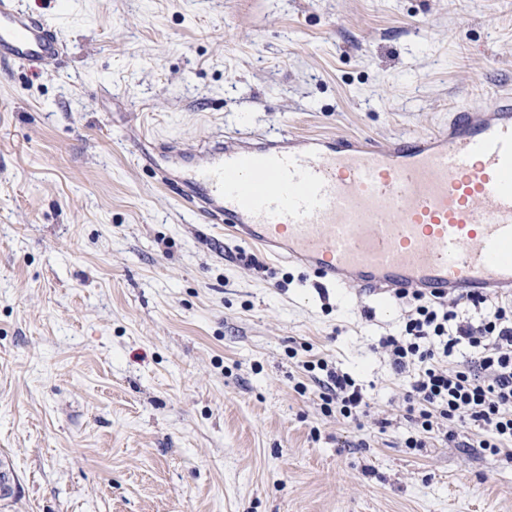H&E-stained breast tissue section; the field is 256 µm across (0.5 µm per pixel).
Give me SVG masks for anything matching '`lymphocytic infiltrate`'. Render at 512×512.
Wrapping results in <instances>:
<instances>
[{
	"mask_svg": "<svg viewBox=\"0 0 512 512\" xmlns=\"http://www.w3.org/2000/svg\"><path fill=\"white\" fill-rule=\"evenodd\" d=\"M404 331L378 346L392 368L411 377L404 398L412 424L406 447H424L441 422L449 441L498 454L512 444V298L467 295L454 300L412 293ZM478 309V318L460 306ZM318 395L344 418L367 415L370 399L353 376L327 360L310 362Z\"/></svg>",
	"mask_w": 512,
	"mask_h": 512,
	"instance_id": "1",
	"label": "lymphocytic infiltrate"
}]
</instances>
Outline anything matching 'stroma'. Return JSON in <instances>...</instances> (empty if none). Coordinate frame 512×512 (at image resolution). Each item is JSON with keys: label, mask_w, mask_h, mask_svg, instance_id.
Listing matches in <instances>:
<instances>
[{"label": "stroma", "mask_w": 512, "mask_h": 512, "mask_svg": "<svg viewBox=\"0 0 512 512\" xmlns=\"http://www.w3.org/2000/svg\"><path fill=\"white\" fill-rule=\"evenodd\" d=\"M0 63V512H512V458L407 448V308L179 204L220 132L426 135L512 92V0H20ZM326 359L374 402L325 412ZM60 51L57 35L44 16L24 10L17 0L0 1V60L50 65Z\"/></svg>", "instance_id": "obj_1"}]
</instances>
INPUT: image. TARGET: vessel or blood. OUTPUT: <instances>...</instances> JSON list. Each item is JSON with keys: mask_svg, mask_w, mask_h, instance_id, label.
Returning a JSON list of instances; mask_svg holds the SVG:
<instances>
[{"mask_svg": "<svg viewBox=\"0 0 512 512\" xmlns=\"http://www.w3.org/2000/svg\"><path fill=\"white\" fill-rule=\"evenodd\" d=\"M49 21L0 0V60L54 63ZM232 237L326 283L396 292L512 293V95L472 104L426 136L208 142L164 175Z\"/></svg>", "mask_w": 512, "mask_h": 512, "instance_id": "1", "label": "vessel or blood"}]
</instances>
